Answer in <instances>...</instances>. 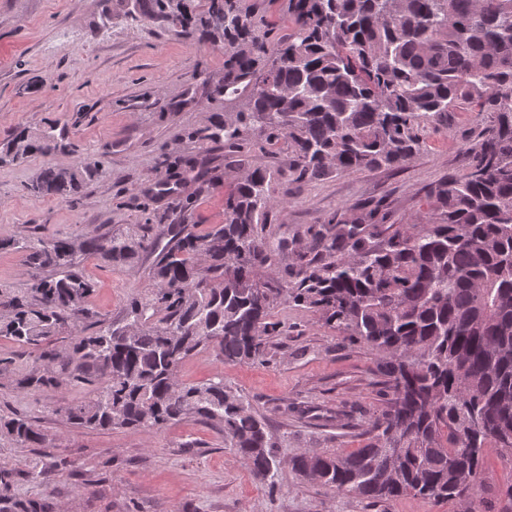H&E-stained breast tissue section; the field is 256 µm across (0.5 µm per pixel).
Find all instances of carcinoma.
Masks as SVG:
<instances>
[{
    "mask_svg": "<svg viewBox=\"0 0 512 512\" xmlns=\"http://www.w3.org/2000/svg\"><path fill=\"white\" fill-rule=\"evenodd\" d=\"M291 27L273 44L252 33L247 14L210 0L205 26L246 49L228 52L216 89L249 103L224 113L198 140L224 143L228 157L252 139L284 140L299 178L399 167L421 148V132L462 105L490 115L469 148L470 165L431 192L434 213L376 231L378 203L359 214L336 213L315 231L320 253L299 256L276 285L256 270L279 273L263 235L275 202L273 174L260 166L233 177L224 223L197 234L169 224L151 273L150 294L133 300L117 327L86 306L92 291L78 257L95 254L133 270L156 247L148 224L121 233L0 238L21 248L39 274L26 295L0 293V335L38 354L20 387L45 392L64 378L93 386V397L58 412L91 429H161L186 418L220 426L231 447L265 480L278 466L266 424L217 374L195 384L176 375L201 348L226 362L261 361L278 299L305 306L326 324L379 356L386 407L371 420L368 443L353 451L295 457L342 493L379 501L412 494L428 501L468 500L485 476L488 448L512 456V0H288ZM185 38L187 16L166 15ZM66 148L65 133L21 130L0 143V162ZM99 161L44 167L30 189L67 200ZM88 335L72 330L84 322ZM136 325L132 339L126 327ZM71 337L59 352L45 348ZM45 448L47 435L26 417H0V440ZM401 461L393 467L394 452ZM0 512H47L32 500L0 497Z\"/></svg>",
    "mask_w": 512,
    "mask_h": 512,
    "instance_id": "cac0c4a2",
    "label": "carcinoma"
}]
</instances>
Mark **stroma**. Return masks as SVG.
Masks as SVG:
<instances>
[{
	"label": "stroma",
	"instance_id": "obj_1",
	"mask_svg": "<svg viewBox=\"0 0 512 512\" xmlns=\"http://www.w3.org/2000/svg\"><path fill=\"white\" fill-rule=\"evenodd\" d=\"M257 33L277 41L288 31L286 0H234ZM164 11L143 10L138 0H0V141L20 129L39 133L66 128L71 151L30 155L0 163V236L31 232L52 238L92 229L119 231L130 224H187L197 233L224 221L218 183L201 188L191 162L220 153L195 139L196 130L224 121L231 104L216 90L224 74L223 37L187 39L167 23L168 13L204 16L208 0H164ZM488 122L463 109L427 128L423 145L403 168L331 173L295 180L284 143L252 147L237 165L274 171L276 205L264 235L284 241L279 266H295L309 251L311 233L336 212L383 203L387 224L418 219L430 209V192L469 167L468 149ZM101 166L80 193L63 201L37 196L28 183L45 165L72 166L77 156ZM173 182L174 194L163 193ZM153 254L128 271L86 254L80 269L92 282L89 308L122 323L133 299L150 291ZM34 269L23 252L0 250V290L26 291ZM282 331L270 337L263 363L225 362L203 348L177 368L185 383L223 373L269 426L277 470L256 479L223 431L186 419L162 429L93 430L58 415L60 403L87 402L88 386L61 382L40 393L20 389L35 354L0 336V415L29 417L52 440L48 448L0 441V466L9 472L0 493L52 506L54 512H460L458 502L401 496L371 500L304 479L290 460L308 449L330 453L363 447L371 419L385 407V378L378 357L362 343L324 323L310 309L284 300L271 309ZM478 489L489 512H500L512 482V463L496 450L484 459Z\"/></svg>",
	"mask_w": 512,
	"mask_h": 512
}]
</instances>
